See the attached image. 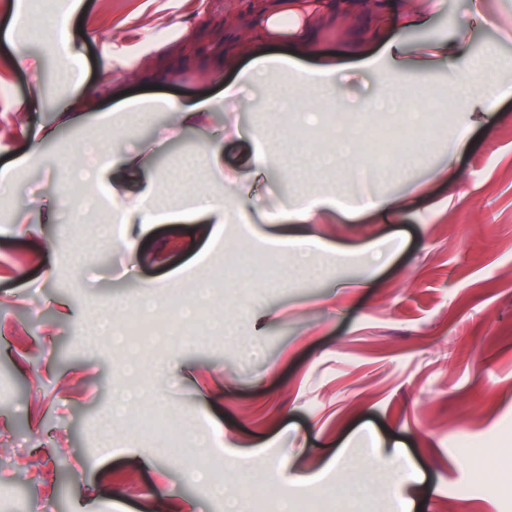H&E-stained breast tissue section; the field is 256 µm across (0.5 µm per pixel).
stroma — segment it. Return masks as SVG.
<instances>
[{
	"label": "stroma",
	"mask_w": 512,
	"mask_h": 512,
	"mask_svg": "<svg viewBox=\"0 0 512 512\" xmlns=\"http://www.w3.org/2000/svg\"><path fill=\"white\" fill-rule=\"evenodd\" d=\"M252 0H0V495L15 512H226L228 497L331 483L361 487L351 512H512V96L462 127L429 115L436 136L409 167L379 164L344 181L289 149L287 170L250 177L264 206L222 238L186 212L221 197L224 174L248 171L260 112L216 107L179 129L170 110L123 112L112 94L173 101L222 94L224 47L244 41ZM471 48L512 69V0H482ZM81 111H71L73 103ZM223 132L221 164L205 149ZM136 155L125 187H149L169 224L136 225L131 241L71 221L69 173L87 141ZM455 149L456 180L440 174ZM195 179L176 184L186 158ZM409 196L386 215L311 224L315 277L283 274L273 218L298 192ZM224 269L236 335L194 321L198 340L122 377L128 348L96 336L146 299L165 303L192 274ZM31 325L26 344L15 328ZM164 413L168 434H144ZM181 439L187 454L167 448ZM342 456L345 468L325 470Z\"/></svg>",
	"instance_id": "1"
}]
</instances>
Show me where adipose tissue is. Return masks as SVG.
Returning a JSON list of instances; mask_svg holds the SVG:
<instances>
[{
    "mask_svg": "<svg viewBox=\"0 0 512 512\" xmlns=\"http://www.w3.org/2000/svg\"><path fill=\"white\" fill-rule=\"evenodd\" d=\"M443 5V0H391L388 9L373 7L370 0H258L244 29L252 40L224 50V68L234 79L224 86V109L228 112L251 110L245 99L247 87L258 86L274 73L291 76L281 87V105L267 106L271 116L269 134H282L278 122L282 104L303 101L304 111L341 117L345 110L374 112L394 106L399 112L423 111L425 94L418 76L436 74L446 78L447 86L439 93L432 108L438 112L452 110L467 115L489 111L501 98L512 95V81L490 77L488 56L469 53L470 18L458 24L452 40L408 43L403 34L426 29ZM335 26L343 55L356 60L359 68L377 77L384 89L378 94L358 96L351 106L340 97L341 72L333 65L314 64L322 33ZM466 65L470 76L459 79V65ZM244 178L234 173L231 191L223 200L194 206L193 212L213 221L216 234L225 225L235 223L251 200L244 191ZM403 199L373 196L348 205L335 196L308 192L297 195L280 208L283 222L316 224L335 215L355 216L360 210L377 213L402 209Z\"/></svg>",
    "mask_w": 512,
    "mask_h": 512,
    "instance_id": "ef3b65f1",
    "label": "adipose tissue"
}]
</instances>
